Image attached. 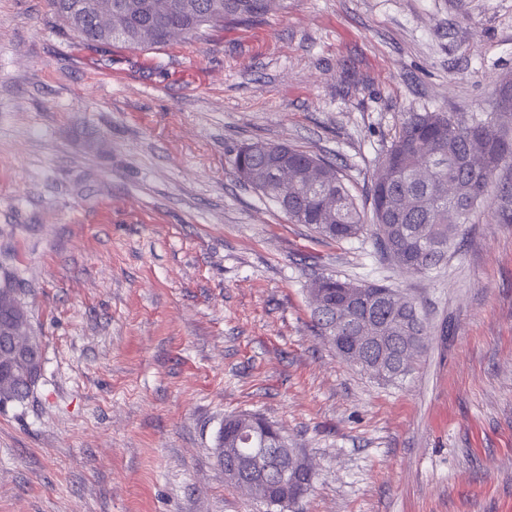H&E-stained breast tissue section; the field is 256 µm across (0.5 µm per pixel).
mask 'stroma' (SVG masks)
I'll list each match as a JSON object with an SVG mask.
<instances>
[{"label":"stroma","instance_id":"35a3bbf8","mask_svg":"<svg viewBox=\"0 0 512 512\" xmlns=\"http://www.w3.org/2000/svg\"><path fill=\"white\" fill-rule=\"evenodd\" d=\"M512 0H279L246 25L87 47L46 0H0V279L43 375L0 407V512H269L216 458L226 416L315 466L292 512H512V224L497 186L447 264L319 239L243 182L263 139L365 204L408 112L495 109ZM412 299L393 383L313 326L318 275ZM22 317L28 321L27 311L20 299V288L13 281L5 279L0 288V330H7L14 318Z\"/></svg>","mask_w":512,"mask_h":512}]
</instances>
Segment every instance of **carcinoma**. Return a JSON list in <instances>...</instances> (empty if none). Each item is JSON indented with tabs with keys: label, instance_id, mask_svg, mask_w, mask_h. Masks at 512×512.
<instances>
[{
	"label": "carcinoma",
	"instance_id": "cac0c4a2",
	"mask_svg": "<svg viewBox=\"0 0 512 512\" xmlns=\"http://www.w3.org/2000/svg\"><path fill=\"white\" fill-rule=\"evenodd\" d=\"M277 0H112V33L98 30L95 17L81 9L76 16L79 39L93 44L120 43L130 48L162 46L178 29L185 37H199L206 30L247 22L274 10ZM502 112H488L468 119L446 112H411L401 122L386 151L370 189L371 224H365L347 183L329 161L288 145L254 141L241 146L233 166L243 181L276 206L288 195L285 215L294 224H306L322 237L342 241L371 230L381 258L403 268L411 263L418 272L448 260L461 227L470 223L487 202L488 187L496 181L501 163L512 162V124L502 122ZM288 159L291 182H278L269 167L274 157ZM455 186L448 195V185ZM499 221L512 223V180L499 182ZM314 284L336 302V335L345 336L372 309L381 335L388 337L376 357L399 361L407 348L421 352L427 329L416 305L404 308L379 300L393 294L387 285H363L365 301L354 307L349 291L356 284L321 275ZM17 317L28 318L20 289L6 279L0 286V330ZM42 347L34 337V353L21 357L15 370L0 372V407L26 399L41 375ZM232 444L236 458L250 454L255 442L229 428L219 432L217 447Z\"/></svg>",
	"mask_w": 512,
	"mask_h": 512
}]
</instances>
